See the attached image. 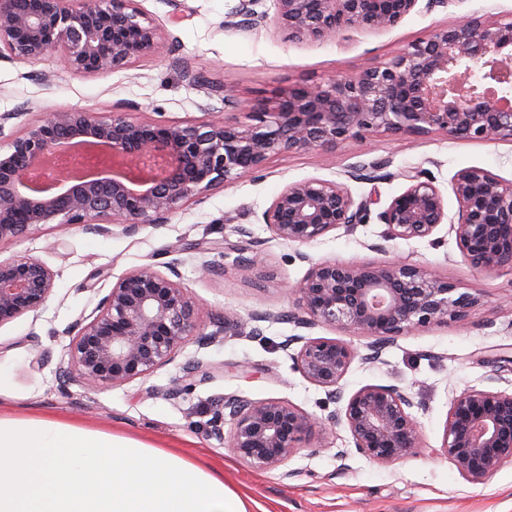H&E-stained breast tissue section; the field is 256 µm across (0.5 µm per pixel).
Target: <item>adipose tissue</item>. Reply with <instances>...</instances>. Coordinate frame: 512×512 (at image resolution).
Segmentation results:
<instances>
[{
  "label": "adipose tissue",
  "instance_id": "adipose-tissue-1",
  "mask_svg": "<svg viewBox=\"0 0 512 512\" xmlns=\"http://www.w3.org/2000/svg\"><path fill=\"white\" fill-rule=\"evenodd\" d=\"M0 512H251L222 471L58 419L0 413Z\"/></svg>",
  "mask_w": 512,
  "mask_h": 512
}]
</instances>
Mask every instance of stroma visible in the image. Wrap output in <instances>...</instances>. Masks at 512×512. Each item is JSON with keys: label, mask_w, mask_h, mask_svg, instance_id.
<instances>
[{"label": "stroma", "mask_w": 512, "mask_h": 512, "mask_svg": "<svg viewBox=\"0 0 512 512\" xmlns=\"http://www.w3.org/2000/svg\"><path fill=\"white\" fill-rule=\"evenodd\" d=\"M238 0H186L184 17L174 20L162 0H139L142 10L170 31L160 58L127 71L75 74L56 57L32 64L0 59V113L25 111V120L61 106L89 107L107 118L113 102L138 103L133 119L178 121L203 116L214 88L233 86L241 100L272 96L289 84L316 82L334 73L351 74L391 59L408 42L453 23L465 13L504 14L512 0H450L448 7L414 12L396 28L378 34L351 30L321 42L289 40L273 25L247 33L223 32L218 23ZM191 68L200 77L183 76ZM387 158L392 173L417 168L449 190L453 174L478 166L512 180V142L482 143L442 135L397 138L370 135L333 151L287 153L275 157L262 178H243L210 192L173 215L168 223L137 233L112 226L101 235L77 224H46L1 244L0 259L39 258L55 276V295L40 316L0 326V411L16 417L46 414L61 420L123 434L148 445H175L197 453L205 464L223 469L229 487L253 499L266 512H512V465L482 484L465 481L436 449L440 446L452 399L467 389L512 392V273L474 272L462 259L455 236L440 226L428 239L404 242L384 237L376 222L355 232H336L307 248L316 260L382 262L394 257L447 276L460 290L483 295L461 325H438L398 337L380 357L366 356V340L350 337L358 352L341 381L350 394L366 384H391L409 392L423 433V446L406 459L380 465L336 451L350 445L347 432L330 427L291 459V478L280 470L241 464L214 432L213 417L232 396L285 399L320 420L335 411L326 392L295 368L284 341L297 329L288 316L295 303L289 287L304 277L307 263L295 246L272 238L259 217L289 182L309 177L342 180L360 151ZM247 235H240V228ZM206 240L212 253L192 251ZM182 250V283L198 308V320L216 330L225 310L241 317L223 342L198 348L187 341L176 359L143 380L119 387L82 381L59 385L66 362V329L89 314L118 277L145 264L168 261L172 247ZM261 252L263 264L246 275L234 259L238 249ZM221 273L202 277L203 260ZM270 312L272 322L254 323L252 313ZM41 358V369L30 362ZM202 361L209 378L195 382L179 398L162 390L183 365Z\"/></svg>", "instance_id": "stroma-1"}]
</instances>
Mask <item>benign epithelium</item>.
<instances>
[{"label":"benign epithelium","instance_id":"benign-epithelium-1","mask_svg":"<svg viewBox=\"0 0 512 512\" xmlns=\"http://www.w3.org/2000/svg\"><path fill=\"white\" fill-rule=\"evenodd\" d=\"M260 0H240L224 16L225 30L249 31L271 22L293 41H325L346 30L380 33L414 11L445 7L448 0H273L275 12L257 11ZM164 32L137 0H0V58L31 63L49 55L78 74H107L160 56ZM221 106L205 108L203 120L139 121L129 102L112 104L102 118L89 108L64 106L28 122L0 151V243L45 224H80L109 233L118 224L129 234L165 224L202 195L244 177H260L270 160L292 152L333 150L368 135L440 133L483 142L512 141V12L463 15L400 49L388 62L355 75L298 82L271 100L242 107L229 86L216 89ZM247 112L249 122L228 114ZM388 163L359 160L348 166L352 181L375 184L392 175L374 172ZM400 190L386 202L375 189L355 197L344 182L310 177L283 187L262 214L272 237L305 247L339 228L353 232L376 211L391 241L424 240L452 227L461 256L479 272H512V180L480 167L451 178L457 212L448 216L443 191L418 170L399 174ZM309 262L292 287L296 327L288 340L299 372L342 399L330 418L342 427L354 453L393 464L422 445L413 398L395 385L367 384L346 398L338 385L358 356L341 338L310 331L332 327L382 346L412 331L461 324L482 302L461 292L437 271L406 260L346 264ZM181 261L160 270L143 265L112 283L88 315L70 327L68 369L63 375L99 385L124 386L174 361L188 337L204 348L239 323L234 311L212 332L180 283ZM54 275L34 257L0 260V326L48 307ZM187 363L166 395L182 394L201 371ZM229 422L227 447L244 464L285 465L326 424L282 399L234 397L214 420ZM472 484L484 483L512 464V393L470 389L448 409L438 449Z\"/></svg>","mask_w":512,"mask_h":512}]
</instances>
